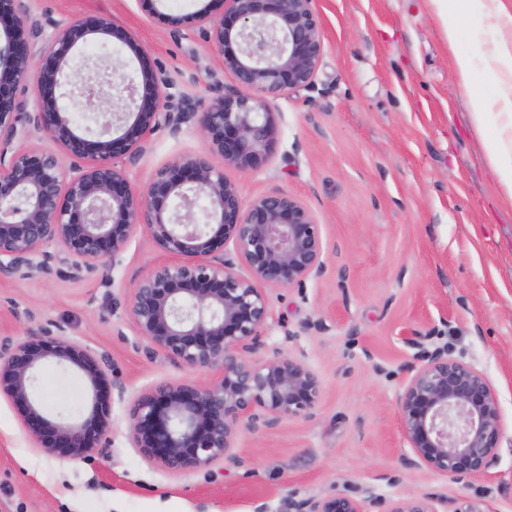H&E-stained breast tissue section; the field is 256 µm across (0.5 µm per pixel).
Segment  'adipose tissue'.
Masks as SVG:
<instances>
[{"mask_svg":"<svg viewBox=\"0 0 512 512\" xmlns=\"http://www.w3.org/2000/svg\"><path fill=\"white\" fill-rule=\"evenodd\" d=\"M496 56L506 92L498 109H478L472 114V122L477 131H495L484 144L486 158L497 176L502 201L512 204V47L501 45Z\"/></svg>","mask_w":512,"mask_h":512,"instance_id":"1","label":"adipose tissue"}]
</instances>
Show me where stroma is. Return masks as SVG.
<instances>
[{"instance_id": "obj_1", "label": "stroma", "mask_w": 512, "mask_h": 512, "mask_svg": "<svg viewBox=\"0 0 512 512\" xmlns=\"http://www.w3.org/2000/svg\"><path fill=\"white\" fill-rule=\"evenodd\" d=\"M33 15L104 18L133 30L172 91L206 98L232 90L202 37L172 39L150 15L224 11L223 0H29ZM325 53L309 87L277 102L276 134L255 171L228 165L245 200L272 190L300 198L321 224L325 272L269 289L268 351L318 376L314 410L241 436L230 457L183 475L134 448L131 410L161 382L205 385L209 371L146 352L127 297L164 256L136 228L114 267L73 279L57 271L0 281V340L63 336L102 356L124 387L112 400L101 456L42 452L21 410L0 394V512H288L292 500L360 497L372 488L391 512L403 497L482 501L512 512V205L472 123L501 93L494 51L512 21L469 0L448 43L429 0H316ZM473 61L472 90L455 82L454 56ZM193 130L149 136L131 175L137 185L175 157L203 149ZM428 335L489 378L503 425L488 476L458 483L402 465L396 397L418 354L406 336ZM32 395L42 414L74 424L92 392L75 368L44 366Z\"/></svg>"}]
</instances>
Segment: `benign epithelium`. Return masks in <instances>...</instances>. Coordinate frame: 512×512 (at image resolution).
<instances>
[{"label": "benign epithelium", "instance_id": "obj_1", "mask_svg": "<svg viewBox=\"0 0 512 512\" xmlns=\"http://www.w3.org/2000/svg\"><path fill=\"white\" fill-rule=\"evenodd\" d=\"M225 2L220 17L206 7L157 16L175 39L199 31L233 78V90L218 87L205 101L171 93L130 30L105 19L93 25L50 14L35 19L26 0H0V279L47 273L55 264L74 277L114 266L135 228L147 231L169 260L131 289L135 336L153 354L214 374L204 386L162 383L137 400L130 440L174 474L226 459L240 436L307 413L320 397L319 380L305 363L259 352L272 320L267 288L325 270L321 225L284 191L245 201L224 166L252 171L267 160L275 101L311 85L317 74L325 52L321 23L315 0ZM90 35L125 46L138 62V78H118L123 61L116 58L93 79L68 80L72 51ZM31 81L32 113L19 96ZM75 96L101 110L95 140L84 136L63 104ZM161 126L174 135L193 129L206 149L173 159L138 187L130 167ZM34 131L57 150L15 146ZM49 360L78 369L92 390L90 411L76 424H52L29 399L33 372ZM407 372L396 410L411 454L401 463L454 482L486 475L498 462L503 429L485 373L443 347L425 351ZM109 383L104 359L78 342L31 334L0 343V390L22 408L30 436L50 455L79 460L100 453L112 405L99 390ZM376 500L367 488L361 500L305 499L291 508L366 512L365 504ZM440 506L448 507V500L407 497L391 512H440Z\"/></svg>", "mask_w": 512, "mask_h": 512}]
</instances>
